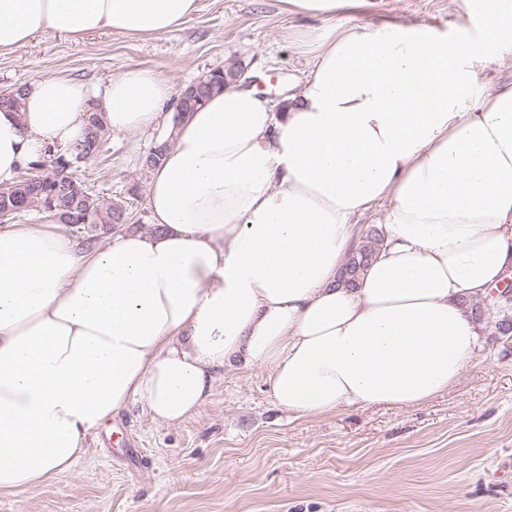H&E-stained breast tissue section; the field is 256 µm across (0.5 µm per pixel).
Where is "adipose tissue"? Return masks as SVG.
Returning <instances> with one entry per match:
<instances>
[{
  "label": "adipose tissue",
  "instance_id": "obj_1",
  "mask_svg": "<svg viewBox=\"0 0 512 512\" xmlns=\"http://www.w3.org/2000/svg\"><path fill=\"white\" fill-rule=\"evenodd\" d=\"M318 19L282 108L227 83L189 113L150 177L152 231L88 249L59 224L0 226V493L48 483L133 402L176 424L232 360L268 367L299 416L412 407L456 383L481 335L467 301L512 268V0H463L475 36L351 23L368 0H282ZM198 0H0V55L37 35L180 29ZM171 83L131 66L90 86L37 77L0 106V184L98 112L116 132L165 123ZM388 201L356 287L353 219ZM478 68L480 79L489 88L512 80V60L509 58L483 63Z\"/></svg>",
  "mask_w": 512,
  "mask_h": 512
}]
</instances>
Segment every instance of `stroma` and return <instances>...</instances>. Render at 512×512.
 <instances>
[{"label":"stroma","mask_w":512,"mask_h":512,"mask_svg":"<svg viewBox=\"0 0 512 512\" xmlns=\"http://www.w3.org/2000/svg\"><path fill=\"white\" fill-rule=\"evenodd\" d=\"M352 20L424 24L460 38L478 31L459 0H374ZM311 24L281 0H199L182 29L146 40L46 33L0 56V93L47 75L97 85L145 65L179 94L239 64L277 103L311 64L291 38ZM162 133H109L77 167L96 193L136 188L126 230L151 228L144 160ZM502 316L483 308L474 359L447 394L416 407L298 417L273 401L266 368L234 362L182 423L153 421L131 404L87 438L68 471L0 494V512H512V337L497 330Z\"/></svg>","instance_id":"obj_1"}]
</instances>
